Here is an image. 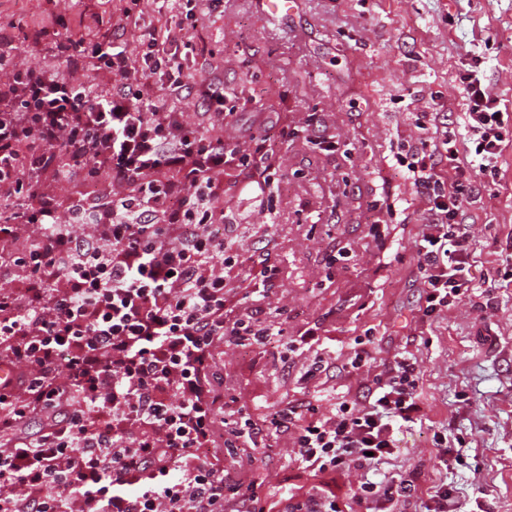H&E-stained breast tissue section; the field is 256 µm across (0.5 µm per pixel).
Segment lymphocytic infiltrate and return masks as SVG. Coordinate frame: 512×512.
<instances>
[{
	"label": "lymphocytic infiltrate",
	"mask_w": 512,
	"mask_h": 512,
	"mask_svg": "<svg viewBox=\"0 0 512 512\" xmlns=\"http://www.w3.org/2000/svg\"><path fill=\"white\" fill-rule=\"evenodd\" d=\"M197 7L126 0L116 30L92 39L54 14L52 50L68 78L19 59L15 34L0 29V187L18 203L0 238L28 240L0 268L13 283L0 289V348L20 370L0 385V436L15 438L0 450V512H224V474L206 454L224 411L213 349L271 331L227 323L224 240L211 227L224 217L225 171L250 169L247 190L264 193L270 155L261 140L250 151L227 146L224 77L192 35ZM90 69L111 83L75 79ZM461 83L463 120L416 113L419 145L397 160L425 204L414 242L425 318L473 288L462 205L490 193L512 132L480 63ZM189 96L201 121L171 104ZM45 172L96 193L60 206L31 179ZM419 375L400 354L367 405L343 402L303 424L285 409L270 424L293 431L302 468L362 469L418 421ZM35 413L46 428L21 437ZM405 486L369 480L355 498L368 512H396Z\"/></svg>",
	"instance_id": "obj_1"
}]
</instances>
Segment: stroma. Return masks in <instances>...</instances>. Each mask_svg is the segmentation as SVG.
I'll return each mask as SVG.
<instances>
[{"label":"stroma","instance_id":"stroma-1","mask_svg":"<svg viewBox=\"0 0 512 512\" xmlns=\"http://www.w3.org/2000/svg\"><path fill=\"white\" fill-rule=\"evenodd\" d=\"M122 0H0V25L24 33L15 47L32 64L70 69L32 30L64 12L107 29ZM197 41L214 54L228 94L224 137L249 148L268 137L271 183L263 195L224 177L227 223L214 225L234 262L225 270L231 319L282 325L264 347L218 343L224 433L263 424L285 406L308 417L335 404L363 406L373 379L396 355L421 371V415L391 456L363 469L313 473L292 453L293 435L268 433L257 447L221 444L211 456L230 482L252 488L266 512L283 497L319 487L341 512H365L354 494L365 479L413 480L400 512H422L440 486L452 512H512V142L493 196L467 206L472 297L429 319L417 312L420 272L413 243L425 205L394 167L417 140L409 90L434 96L452 117L465 112L458 76L482 62L490 91L512 110V0H299L288 27L267 23L255 0H199ZM278 268L264 282V265ZM316 329L318 345L299 344ZM369 356L353 365L357 340ZM464 447L442 468L434 437Z\"/></svg>","mask_w":512,"mask_h":512}]
</instances>
